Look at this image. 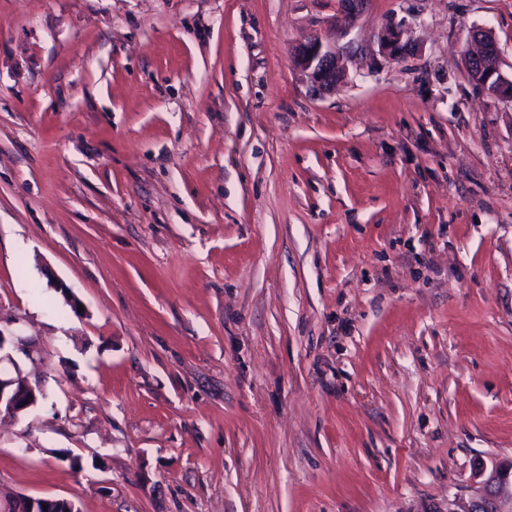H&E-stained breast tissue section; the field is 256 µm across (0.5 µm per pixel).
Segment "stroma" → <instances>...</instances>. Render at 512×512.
I'll return each mask as SVG.
<instances>
[{"label":"stroma","instance_id":"obj_1","mask_svg":"<svg viewBox=\"0 0 512 512\" xmlns=\"http://www.w3.org/2000/svg\"><path fill=\"white\" fill-rule=\"evenodd\" d=\"M0 0V497L445 512L512 461V0ZM406 30L390 61L379 38ZM63 282L83 306L74 312ZM470 40L475 50L467 51L465 61L474 85L481 91L512 100V78L500 69V50L495 39L483 28L473 29ZM295 68L313 91H327L347 78L346 58L334 39L313 35L300 44L293 56ZM9 348L19 352L29 360H33L34 355L37 354L38 351L29 339L13 332L6 334L0 325V365L2 361L6 359L14 369V373H2L0 367V415L6 414L17 418L20 414L26 413L43 400L40 399L37 394V390L43 391V389L39 384L32 383L26 378V392H29L30 395L25 398V393H17V381L21 379L23 375L21 373L19 374L17 362L10 352L2 356V351Z\"/></svg>","mask_w":512,"mask_h":512}]
</instances>
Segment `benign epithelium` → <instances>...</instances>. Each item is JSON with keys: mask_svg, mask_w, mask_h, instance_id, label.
<instances>
[{"mask_svg": "<svg viewBox=\"0 0 512 512\" xmlns=\"http://www.w3.org/2000/svg\"><path fill=\"white\" fill-rule=\"evenodd\" d=\"M367 0H341L342 19L347 24L363 9ZM476 49L469 52L466 63L474 85L499 97L512 100V78L503 76L500 69V50L495 39L483 28L470 33ZM403 30L390 26L380 39V53L390 61L404 54ZM295 68L307 79L313 90L327 91L347 78L346 58L335 40L313 35L300 44L293 56ZM13 349L31 360L37 354L32 342L13 332L0 328V362L8 360L14 372H0V415L17 417L35 407L39 402L37 390L41 386L25 381V396L16 391L17 381L22 378L19 367L7 349ZM446 512H512V462L494 464L491 469H480L468 499L448 500Z\"/></svg>", "mask_w": 512, "mask_h": 512, "instance_id": "benign-epithelium-1", "label": "benign epithelium"}]
</instances>
